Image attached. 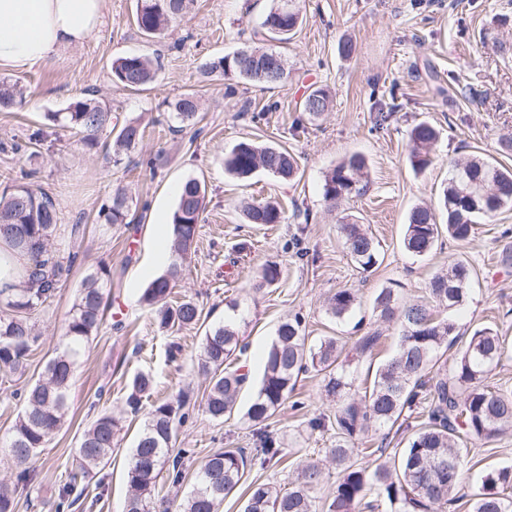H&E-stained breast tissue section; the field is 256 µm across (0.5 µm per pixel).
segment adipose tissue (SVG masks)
<instances>
[{"mask_svg":"<svg viewBox=\"0 0 512 512\" xmlns=\"http://www.w3.org/2000/svg\"><path fill=\"white\" fill-rule=\"evenodd\" d=\"M105 0H0V71L49 62L98 28Z\"/></svg>","mask_w":512,"mask_h":512,"instance_id":"ef3b65f1","label":"adipose tissue"}]
</instances>
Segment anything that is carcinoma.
I'll list each match as a JSON object with an SVG mask.
<instances>
[{
  "instance_id": "obj_1",
  "label": "carcinoma",
  "mask_w": 512,
  "mask_h": 512,
  "mask_svg": "<svg viewBox=\"0 0 512 512\" xmlns=\"http://www.w3.org/2000/svg\"><path fill=\"white\" fill-rule=\"evenodd\" d=\"M195 0H137L135 24L151 38H163L178 18L187 14ZM300 0H274L254 39L287 41L300 23ZM264 64L276 59L278 79L288 80L283 56L264 46H247L207 65L204 75L218 74L229 81H254L241 65L240 55ZM159 58L126 55L112 61V80L123 89L139 92L156 82L161 74ZM23 97L16 84H0V109L12 108ZM331 95L324 88L309 91L302 111L315 120L329 111ZM174 118L192 125L199 112L195 96L186 93L173 104ZM49 120L67 130L87 151L100 147V135L110 121V110L93 98L73 101L64 112L49 115ZM144 129L136 120L123 123L113 136L110 160L123 163L125 156L142 141ZM439 130L427 121L414 125L409 133V161L418 172L431 163L430 150ZM262 169L274 177L292 178L298 167L292 154L280 146L238 143L224 157V170L245 179ZM365 161L354 154L330 169L322 186L326 201L337 203L360 192ZM442 206L447 214L448 237L467 241L475 219L491 218L512 207V169L499 166L479 155L454 164L443 189ZM205 208V189L196 178L181 187L171 216L170 233L173 261L166 274L153 279L145 288L141 302L154 314L164 329L194 328L201 311L191 300L172 302L176 280L183 261L196 238L200 215ZM129 215L128 197L117 189L103 203L98 218L106 224H124ZM243 216L248 224H282L285 215L273 202L247 203ZM57 230V208L52 195L27 185H8L0 191V242L10 253L27 258L19 271L20 285L0 289V371H25L38 341L33 318L55 296L71 271L74 258L64 259L52 250ZM352 260L363 270L378 264L379 251L374 239L357 221L340 227ZM440 236L435 215L426 206L409 214L403 237L404 248L422 257ZM109 275L105 266L87 274L78 289L65 328L66 344L45 365L38 380L21 393L24 411L15 422L7 444L8 455L16 466L13 481L0 484V512H14L16 492L30 482L31 467L53 432L66 422L71 390L83 350L98 334L106 304L102 279ZM472 278L461 260L448 261V268L430 281L429 293L436 306L448 310L466 302ZM357 302L350 289L337 290L328 300L327 314L343 318ZM374 309L386 320H397L401 340L395 354L378 366L374 379L363 394L352 397L355 378L350 364L341 358L342 347L334 336L309 341L306 326L295 315L282 322L263 355V372L245 416L260 425L269 420L291 397L295 380L314 371L322 376L326 397L336 402L333 422L336 444L328 449L336 463V480L323 510H318L315 492L325 478L322 464L312 461L298 470L291 486L283 489L273 483H252L246 491L244 512H353L372 490L378 491L394 507V512H437L444 505L465 501L471 512H512V466L484 474L480 481L464 484L472 469L471 445L494 442L502 432L512 429V391L490 385L488 374L507 356V337L490 327L476 329L460 348V336L449 320L439 319L426 303H401L389 288L374 298ZM448 370L436 363L448 352ZM245 345L231 322L205 329L198 367L209 376L204 398L207 415L216 421L234 411L237 397L249 383L247 374L233 364ZM154 386L148 374L134 377L127 405L134 412L142 409L143 398ZM187 400L155 401L150 404L136 438L126 469L128 497L124 512H168L158 500L162 470H167L168 485L179 488L186 479L182 456L171 454L177 426L186 419L182 409ZM422 419L408 440V446L392 456L383 448H369L377 457L371 471L352 460L350 445L374 428H393L403 417ZM117 422L111 414L100 413L83 431L76 449L75 473L64 483L54 504V512H67L84 495L77 478L88 477L93 469L112 458ZM258 446L219 448L212 452L195 477L191 492L179 504V512H219L224 499L237 491L252 467L277 464L286 449L276 437L263 430L257 433Z\"/></svg>"
}]
</instances>
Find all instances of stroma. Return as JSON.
<instances>
[{
    "instance_id": "stroma-1",
    "label": "stroma",
    "mask_w": 512,
    "mask_h": 512,
    "mask_svg": "<svg viewBox=\"0 0 512 512\" xmlns=\"http://www.w3.org/2000/svg\"><path fill=\"white\" fill-rule=\"evenodd\" d=\"M136 5L137 0H106L103 23L87 40L61 50L48 65L0 71V81L25 90L22 105L0 112V188L28 183L53 195L59 204L53 246L61 256H78L68 280L36 318L40 338L26 371L0 372V480L13 479L5 448L24 407L14 390L34 382L63 347L87 273L102 264L112 277L106 286L109 313L80 358L68 419L33 465L17 512H52L80 437L100 412L112 413L118 422L112 461L95 470L71 512H123L127 462L144 421L131 414L126 397L142 372L154 379L152 400L188 396L190 418L176 441L187 451L189 478L182 492L191 490L192 475L211 451L253 447L255 426L244 416L252 388L240 393L230 417L210 419L200 407L208 382L196 368L203 327L169 332L141 302L149 282L169 267L158 253L168 242L177 189L186 179L204 184L206 207L175 295L194 300L206 325L233 320L247 345L240 362L253 379L262 375L261 356L278 325L298 314L314 340L337 336L350 347L360 336L379 333L373 355L351 366L357 383H364L369 367L394 353L400 334L396 322L374 312L375 295L390 288L401 301H429L431 278L455 258L473 273L465 306L449 314L458 333L490 326L512 337V263L502 260L512 254V208L478 220L468 241L443 240L422 258L402 244L414 207L432 208L438 223H445L440 198L455 160L478 153L512 168V155L501 150L502 139L512 136V0H305L297 34L275 46L287 61V83L273 89L240 83L231 95L224 78L207 81L201 72L214 59L249 45L272 0H196L165 38L154 41L133 22ZM346 39L355 50L343 57L337 45ZM129 54L161 55L162 73L150 89L134 93L113 83V60ZM432 69L444 95H437L428 76ZM316 87L329 89L332 103L329 112L311 121L301 101ZM88 91L119 120H139L145 129L142 143L120 166L107 164L102 153L84 151L45 119ZM184 93L197 95L201 110L195 127L183 129L166 104ZM389 107L393 117L377 126L380 109ZM423 120L440 135L431 148V167L417 172L409 162L408 132ZM37 130L42 138L33 150H10V143L27 141ZM242 141L287 148L299 161L297 177L288 181L261 170L245 180L228 175L224 156ZM353 154L365 159V189L329 205L324 177ZM118 188L126 191L132 211L142 213L141 223L98 221L102 202ZM245 200L279 204L285 222L244 223ZM351 219L365 224L379 245L380 262L370 271L356 267L343 245L340 226ZM301 247L307 258H298ZM271 262L280 278L268 286L261 271ZM342 288L355 289L358 304L336 320L326 313L327 300ZM172 336L183 352L171 364L164 347ZM320 386L315 374L298 378L292 397L300 408H293V401L284 404L266 423L288 456L253 468L248 479L284 486L300 465L320 460L325 481L317 497L328 498L336 469L326 462L325 450L335 433L308 426L311 418L336 411Z\"/></svg>"
}]
</instances>
